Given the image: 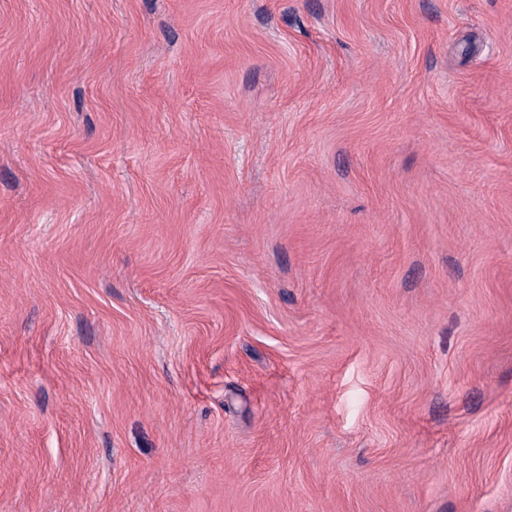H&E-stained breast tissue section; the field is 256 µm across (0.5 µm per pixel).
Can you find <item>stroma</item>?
I'll return each mask as SVG.
<instances>
[{
	"mask_svg": "<svg viewBox=\"0 0 512 512\" xmlns=\"http://www.w3.org/2000/svg\"><path fill=\"white\" fill-rule=\"evenodd\" d=\"M0 512H512V0H0Z\"/></svg>",
	"mask_w": 512,
	"mask_h": 512,
	"instance_id": "1",
	"label": "stroma"
}]
</instances>
